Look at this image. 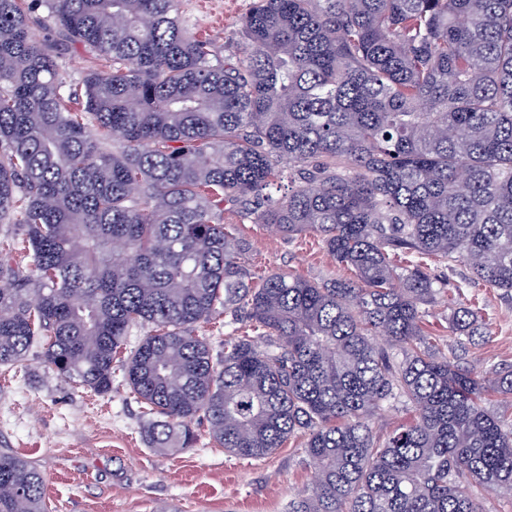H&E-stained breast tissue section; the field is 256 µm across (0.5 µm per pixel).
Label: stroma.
<instances>
[{
	"label": "stroma",
	"mask_w": 512,
	"mask_h": 512,
	"mask_svg": "<svg viewBox=\"0 0 512 512\" xmlns=\"http://www.w3.org/2000/svg\"><path fill=\"white\" fill-rule=\"evenodd\" d=\"M252 0H180L192 31L213 39L222 54L236 49L241 19ZM225 223L250 245L257 273L292 272L309 279H349L353 272L324 249L319 236L277 235L241 223L231 209ZM446 287L426 307L429 332L449 336L451 309H479L487 335L469 358L480 366H512V297L471 282L463 263L444 268ZM194 447L160 454L143 437L142 408L129 388L107 394L65 381L47 366L42 344L25 361L0 367V452L30 462L45 478V512H288L289 500L315 479L305 461V438L295 435L262 460L224 452L206 422L192 424Z\"/></svg>",
	"instance_id": "1"
}]
</instances>
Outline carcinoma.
<instances>
[{
    "instance_id": "1",
    "label": "carcinoma",
    "mask_w": 512,
    "mask_h": 512,
    "mask_svg": "<svg viewBox=\"0 0 512 512\" xmlns=\"http://www.w3.org/2000/svg\"><path fill=\"white\" fill-rule=\"evenodd\" d=\"M45 5L41 36L26 0H0V366L43 339L60 378L107 394L141 327L122 374L155 452L193 447L196 418L241 458L303 434L318 474L288 512L512 498V415L465 359L478 313L453 312L446 349L424 323L431 263L512 295V0H253L226 56L179 0ZM68 45L99 61L76 83ZM226 204L316 234L357 279L253 286ZM220 312L251 333L216 361L196 331ZM494 392L512 410V370ZM397 402L418 415L380 442ZM44 486L0 452V512H43ZM416 416L415 408L409 403H394L385 407L373 418L372 428L376 437H386L400 425L410 423Z\"/></svg>"
}]
</instances>
